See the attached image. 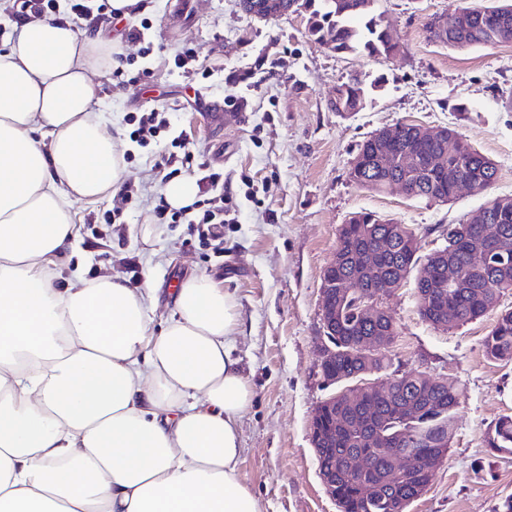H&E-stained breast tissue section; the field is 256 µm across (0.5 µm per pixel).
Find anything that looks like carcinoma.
Listing matches in <instances>:
<instances>
[{
  "instance_id": "1",
  "label": "carcinoma",
  "mask_w": 512,
  "mask_h": 512,
  "mask_svg": "<svg viewBox=\"0 0 512 512\" xmlns=\"http://www.w3.org/2000/svg\"><path fill=\"white\" fill-rule=\"evenodd\" d=\"M300 12L307 17V33L338 55H360L385 59L399 54L389 26L375 10V0H298ZM512 30V0H490L481 7L463 6L448 16L443 27L437 19L428 23L430 37L456 49L497 44L501 29ZM365 103L363 81L355 76L336 87L331 109L336 112H358ZM413 146L424 155L440 153L444 167L431 171L409 183V190L418 200L439 197L445 202L455 199L462 184L478 193L490 189L497 178L492 159L467 142L458 132L443 143L431 142L415 132ZM364 156L363 168L349 173L358 186L383 191L394 171L378 166L374 145L364 141L359 148ZM350 230L336 243L334 259L327 271L338 279H351V271L342 256L357 248L370 247L378 252L377 275L352 279L349 295L336 307V328L329 343L336 354L324 360L321 375L336 380V386L356 384L363 372L376 374L386 367V353L364 358L355 347L365 336L387 333L397 336L393 315L382 309L369 319L363 317L358 303L359 292L367 290L374 279L382 282L385 295H391L400 282L415 275V289L421 317L438 326L443 311H452L455 324L478 319L499 306L500 296L512 290V259L486 267L477 259L492 252L494 246L483 239L477 224L501 225L503 235L512 242V197H491L476 211L471 223L450 224L443 229L446 245L442 255L420 254L415 232L405 224H397L372 212H357ZM453 267L457 276L448 288L440 287L441 268ZM488 358L512 361V309H502L497 321L484 339ZM404 388H390L389 393L361 394L357 408L343 429L333 426L334 407L327 405L317 415L316 434L311 444L318 470L327 471L335 459L357 450L375 460V470L362 477L336 469L330 496L338 512H399L403 503H411L426 490L430 476L419 469L406 479L399 475L398 459L383 448L372 447V435H382L387 445L413 443L412 450L427 461L439 448H450L455 436V413L461 393L454 383L438 381L424 372L407 374ZM489 448L512 450V416L499 419L488 437Z\"/></svg>"
}]
</instances>
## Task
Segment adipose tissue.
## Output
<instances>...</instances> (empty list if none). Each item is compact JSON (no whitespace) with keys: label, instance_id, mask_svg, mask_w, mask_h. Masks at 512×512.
Segmentation results:
<instances>
[{"label":"adipose tissue","instance_id":"1","mask_svg":"<svg viewBox=\"0 0 512 512\" xmlns=\"http://www.w3.org/2000/svg\"><path fill=\"white\" fill-rule=\"evenodd\" d=\"M113 46L44 18L0 44V512H260L233 296L187 278L157 329L152 285H56L72 201L126 176L92 79Z\"/></svg>","mask_w":512,"mask_h":512}]
</instances>
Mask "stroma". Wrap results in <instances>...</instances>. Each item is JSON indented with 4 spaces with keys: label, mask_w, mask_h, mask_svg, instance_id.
<instances>
[{
    "label": "stroma",
    "mask_w": 512,
    "mask_h": 512,
    "mask_svg": "<svg viewBox=\"0 0 512 512\" xmlns=\"http://www.w3.org/2000/svg\"><path fill=\"white\" fill-rule=\"evenodd\" d=\"M144 2L129 17L78 20L71 0H58L57 16L75 20L77 30L119 42L122 76L107 68L95 78L103 117L126 135L139 112L164 108L171 122L149 147L126 143L124 184L135 195L111 236L99 231L112 195L73 202L78 238L62 275L112 274L133 285L152 276L158 323L172 306L175 281L204 274L221 284L240 313L233 355L253 392L240 422L241 483L262 512H337L318 476L310 421L328 394L319 372V289L339 226L361 211L391 218L416 232L426 254L443 245L446 225L465 220L487 197L464 189L439 205L397 189L370 191L350 181V164L382 127L446 126L495 162L489 195L512 196V43L456 50L430 38V19L484 0H376L403 46L392 59L337 55L307 35L297 12L261 20L239 0ZM144 21L149 54L126 35ZM183 47L193 50L200 76L173 75V55ZM247 69L251 79L229 83L232 72ZM354 75L366 89L363 109L333 111L337 86ZM231 96L246 106H227ZM175 137L224 175L237 221L224 227L223 257L207 256L186 225L156 217L166 183L156 163ZM145 233L150 243L142 242ZM384 305L398 326L388 373L420 370L461 392L448 455L407 512H495L512 496V453L488 446L489 430L512 416V363L488 358L483 348L496 312L437 330L420 317L410 282Z\"/></svg>",
    "instance_id": "obj_1"
}]
</instances>
